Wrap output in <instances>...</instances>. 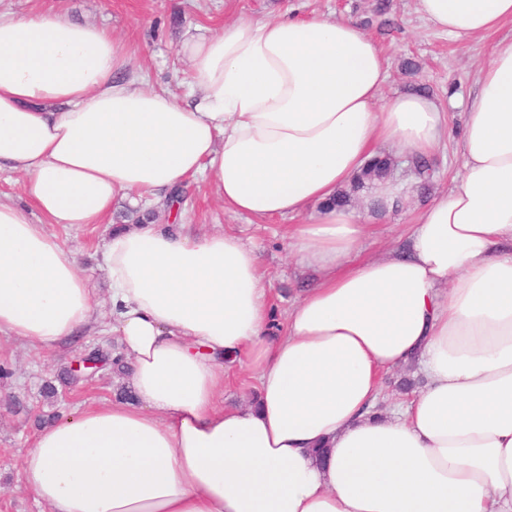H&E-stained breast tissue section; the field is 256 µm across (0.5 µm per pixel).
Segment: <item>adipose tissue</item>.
<instances>
[{"instance_id": "obj_1", "label": "adipose tissue", "mask_w": 512, "mask_h": 512, "mask_svg": "<svg viewBox=\"0 0 512 512\" xmlns=\"http://www.w3.org/2000/svg\"><path fill=\"white\" fill-rule=\"evenodd\" d=\"M458 41L512 0H418ZM185 100L144 87L123 41L61 12L0 13V335L38 350L117 337L133 401L44 425L24 487L49 512H512V37L479 71L449 193L405 246L364 259L369 215L336 196L386 145L431 154L432 97L382 98L387 63L353 22L242 19L182 42ZM203 176L225 209L291 219L316 283L270 333V283L237 234L109 226L117 197ZM53 224H105L110 322ZM256 399L224 404L225 363ZM422 389L386 413L381 376ZM404 377L414 379L416 386L413 390H419L425 384L422 374L415 367L410 370L406 366L385 372L381 381L382 393L385 397V402L380 404L382 409L406 397V391L399 387V382Z\"/></svg>"}]
</instances>
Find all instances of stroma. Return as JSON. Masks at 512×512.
I'll return each mask as SVG.
<instances>
[{"label": "stroma", "mask_w": 512, "mask_h": 512, "mask_svg": "<svg viewBox=\"0 0 512 512\" xmlns=\"http://www.w3.org/2000/svg\"><path fill=\"white\" fill-rule=\"evenodd\" d=\"M381 3L386 10L378 18L373 11ZM0 11H59L74 22L105 27L129 45L131 65L145 74L149 87L179 97L185 93L188 64L177 50L186 35L212 33L240 18L262 20L287 12L363 25L388 65L384 96L425 89L447 109L450 128L432 155L437 174L428 186H421L405 167L396 169L394 179L405 190L398 206L374 216L375 233L362 245L368 259L384 255L406 233L413 211L449 191L462 170L456 133L466 121L478 70L488 63L497 39L512 35L510 21L481 40H452L422 17L417 0H0ZM183 189L185 220L198 232L229 229L258 248L270 281L271 320L281 325L291 302L313 280L288 256L285 221L258 224L227 211L214 190L199 180L184 182ZM107 231L103 224L54 229L81 275L103 298L109 281L99 253ZM116 350L114 336L100 332L52 351L0 336V512H44L20 483L21 458L43 422L66 417L87 402L127 395L126 374L109 363L92 379H73L81 356L92 351L111 356Z\"/></svg>", "instance_id": "obj_1"}]
</instances>
